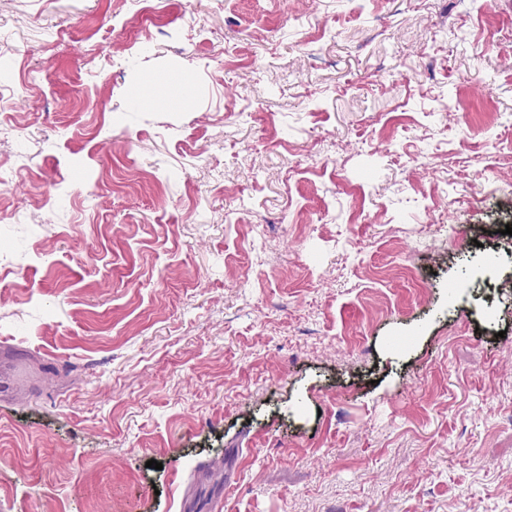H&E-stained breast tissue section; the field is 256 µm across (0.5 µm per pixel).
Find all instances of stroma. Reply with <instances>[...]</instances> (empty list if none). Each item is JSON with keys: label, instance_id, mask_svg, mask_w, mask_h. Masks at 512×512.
<instances>
[{"label": "stroma", "instance_id": "35a3bbf8", "mask_svg": "<svg viewBox=\"0 0 512 512\" xmlns=\"http://www.w3.org/2000/svg\"><path fill=\"white\" fill-rule=\"evenodd\" d=\"M0 64V512H512V0H0Z\"/></svg>", "mask_w": 512, "mask_h": 512}]
</instances>
